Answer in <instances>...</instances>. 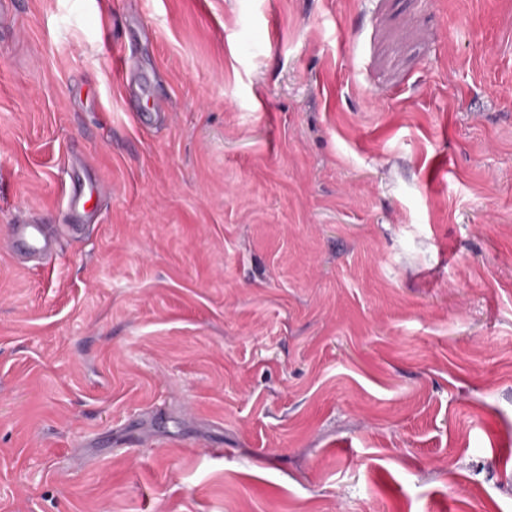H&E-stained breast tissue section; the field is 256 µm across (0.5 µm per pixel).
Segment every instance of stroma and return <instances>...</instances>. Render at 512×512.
Returning a JSON list of instances; mask_svg holds the SVG:
<instances>
[{
	"mask_svg": "<svg viewBox=\"0 0 512 512\" xmlns=\"http://www.w3.org/2000/svg\"><path fill=\"white\" fill-rule=\"evenodd\" d=\"M0 512H512V0H14ZM9 240L11 252L18 260H43L57 248V239L47 224L11 225Z\"/></svg>",
	"mask_w": 512,
	"mask_h": 512,
	"instance_id": "35a3bbf8",
	"label": "stroma"
}]
</instances>
